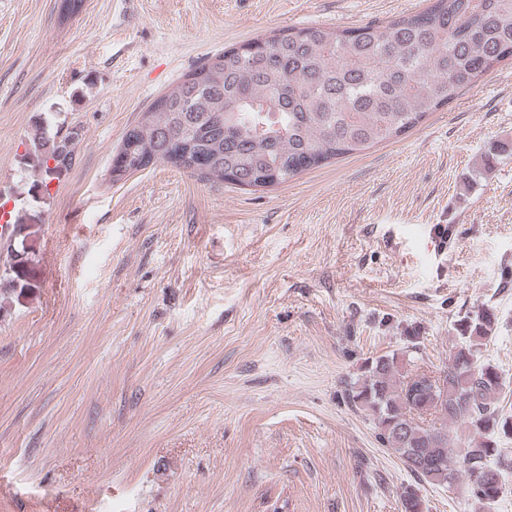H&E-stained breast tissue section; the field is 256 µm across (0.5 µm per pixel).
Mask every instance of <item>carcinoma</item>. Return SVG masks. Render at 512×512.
I'll list each match as a JSON object with an SVG mask.
<instances>
[{"mask_svg": "<svg viewBox=\"0 0 512 512\" xmlns=\"http://www.w3.org/2000/svg\"><path fill=\"white\" fill-rule=\"evenodd\" d=\"M509 59L512 0H433L387 23L281 29L214 56L155 101L124 133L110 180L163 162L205 182L285 185L415 128ZM77 138L35 128L32 150L45 177L73 164ZM494 322L490 307L459 320L460 341L443 369L404 373L394 352L365 362L344 391L418 479L400 495L402 512H423L422 481L463 476L469 499L488 509L503 494L512 459L499 444L512 439V414L497 402L500 369L478 357ZM439 421L461 423L471 445L453 454Z\"/></svg>", "mask_w": 512, "mask_h": 512, "instance_id": "1", "label": "carcinoma"}]
</instances>
